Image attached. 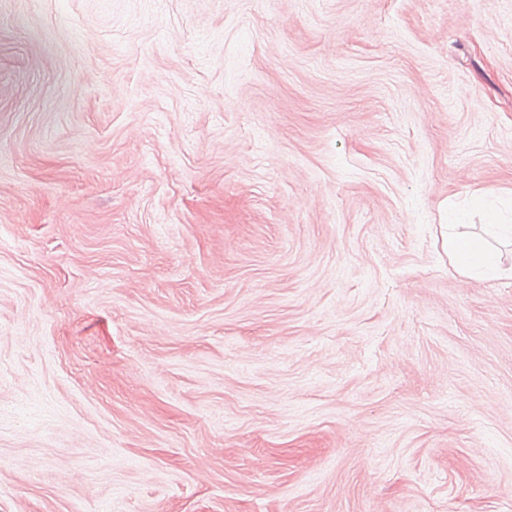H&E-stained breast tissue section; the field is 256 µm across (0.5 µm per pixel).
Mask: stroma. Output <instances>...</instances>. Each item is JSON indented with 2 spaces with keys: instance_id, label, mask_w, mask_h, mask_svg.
Listing matches in <instances>:
<instances>
[{
  "instance_id": "1",
  "label": "stroma",
  "mask_w": 512,
  "mask_h": 512,
  "mask_svg": "<svg viewBox=\"0 0 512 512\" xmlns=\"http://www.w3.org/2000/svg\"><path fill=\"white\" fill-rule=\"evenodd\" d=\"M512 0H0V512H512ZM442 246L449 264L459 274L466 276L478 270L495 273L500 268L499 253L469 234L444 236Z\"/></svg>"
}]
</instances>
